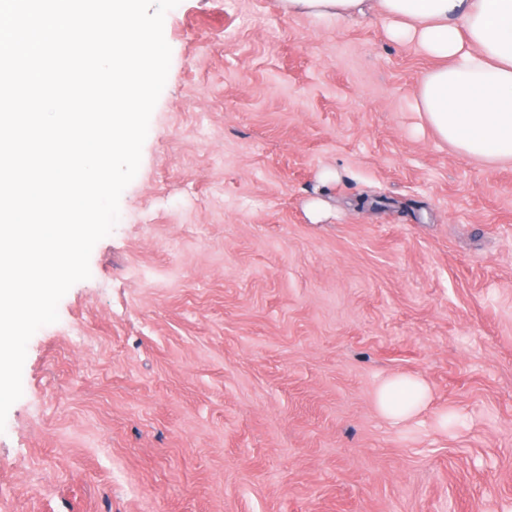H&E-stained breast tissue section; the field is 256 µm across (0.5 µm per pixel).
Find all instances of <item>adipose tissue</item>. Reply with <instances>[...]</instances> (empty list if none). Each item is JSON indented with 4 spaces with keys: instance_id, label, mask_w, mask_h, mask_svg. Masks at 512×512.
I'll use <instances>...</instances> for the list:
<instances>
[{
    "instance_id": "adipose-tissue-1",
    "label": "adipose tissue",
    "mask_w": 512,
    "mask_h": 512,
    "mask_svg": "<svg viewBox=\"0 0 512 512\" xmlns=\"http://www.w3.org/2000/svg\"><path fill=\"white\" fill-rule=\"evenodd\" d=\"M286 13L338 20L366 0H281ZM397 39H411L436 61L415 99L422 120L461 154L512 161V0H378ZM431 391L416 376H393L375 403L401 424L428 408Z\"/></svg>"
}]
</instances>
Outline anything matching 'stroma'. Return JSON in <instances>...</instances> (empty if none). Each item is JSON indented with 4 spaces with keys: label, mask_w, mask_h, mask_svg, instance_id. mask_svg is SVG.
I'll return each mask as SVG.
<instances>
[{
    "label": "stroma",
    "mask_w": 512,
    "mask_h": 512,
    "mask_svg": "<svg viewBox=\"0 0 512 512\" xmlns=\"http://www.w3.org/2000/svg\"><path fill=\"white\" fill-rule=\"evenodd\" d=\"M164 37L119 221L28 343L0 512H512V162L421 126L434 62L375 7L180 0ZM404 374L405 427L375 404ZM367 0H281L288 14L311 16L316 19L338 20L363 12ZM431 391L428 384L416 376H393L377 388L375 403L387 420L401 424L413 420L428 408Z\"/></svg>",
    "instance_id": "1"
}]
</instances>
